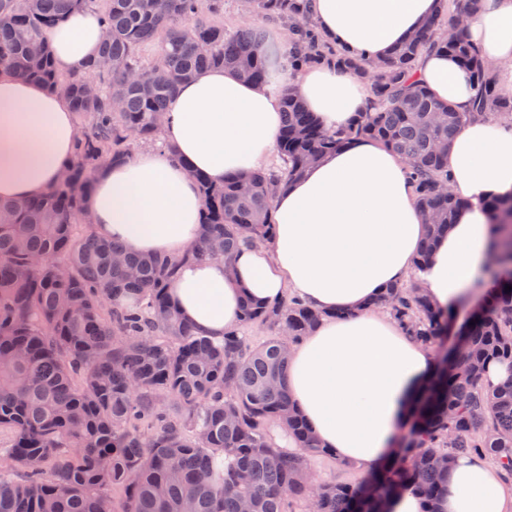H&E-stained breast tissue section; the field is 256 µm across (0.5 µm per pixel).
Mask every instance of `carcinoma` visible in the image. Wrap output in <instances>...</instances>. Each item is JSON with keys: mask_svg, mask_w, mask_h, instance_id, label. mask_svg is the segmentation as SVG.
I'll list each match as a JSON object with an SVG mask.
<instances>
[{"mask_svg": "<svg viewBox=\"0 0 512 512\" xmlns=\"http://www.w3.org/2000/svg\"><path fill=\"white\" fill-rule=\"evenodd\" d=\"M261 20L288 23L295 70L334 58L371 79L373 105L346 132L325 130L297 92H283L281 165L212 185L195 173L203 198L199 240L183 258L122 254L92 230L85 200L91 171L129 157L130 141H154L157 120L180 86L216 68L262 85L271 78L257 24L227 31L224 0H0V65L45 88L67 92L83 117L64 175L41 198L0 202V512H380L410 487L427 512L459 454L491 458L512 475V382L483 378L512 363V276L488 269L494 288L466 328L464 348L437 375L401 454L363 483L309 480L311 461L330 451L295 410L283 380L289 344L321 313L296 299L246 301L240 325L216 343L181 319L167 289L182 260L233 258L241 244L268 239L275 195L352 135L377 140L409 167L428 233L418 255L448 232L461 201L447 187L448 146L470 112H457L413 80L419 55L437 48L470 68L481 93L476 114H512L463 31L439 35L438 13L379 61L352 59L326 45L302 0H246ZM95 11L105 29L99 56L81 72L55 64L49 33L74 10ZM165 79L157 82L153 72ZM495 254L512 264V197L487 204ZM415 337L438 342L447 317L419 286L392 285L373 301ZM254 323L273 335L256 343ZM281 425L294 444L277 443Z\"/></svg>", "mask_w": 512, "mask_h": 512, "instance_id": "1", "label": "carcinoma"}]
</instances>
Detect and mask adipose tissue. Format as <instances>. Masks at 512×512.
<instances>
[{
    "instance_id": "ef3b65f1",
    "label": "adipose tissue",
    "mask_w": 512,
    "mask_h": 512,
    "mask_svg": "<svg viewBox=\"0 0 512 512\" xmlns=\"http://www.w3.org/2000/svg\"><path fill=\"white\" fill-rule=\"evenodd\" d=\"M441 8L442 0H310L323 38L370 60L386 57ZM465 34L498 84L512 89V0H482ZM103 36L95 12L71 14L49 35L58 67L83 70ZM290 43V33H280L272 52L283 68L272 84L212 69L181 85L162 127L165 147L98 171L86 209L99 237L144 256L187 252L203 211L193 171L220 185L266 162L282 125V88L295 87L331 131L366 111L367 82L328 64L293 73L285 66ZM415 73L437 99L470 115L448 147V187L463 206L425 263L416 257L427 226L404 162L360 138L276 195L273 234L263 245L242 248L229 264L188 261L169 290L180 315L217 341L239 325L248 297L271 305L292 295L322 312L292 346L284 384L320 443L364 473L388 458L438 368L434 346L371 300L412 278L436 307L454 311L491 262L487 202L512 196V118L471 116L479 84L443 51H424ZM77 136L65 95L0 68V199L44 195L66 170ZM436 512H512V481L486 457H458Z\"/></svg>"
}]
</instances>
